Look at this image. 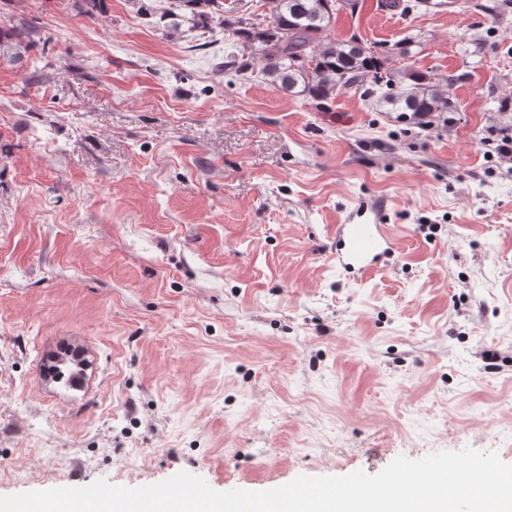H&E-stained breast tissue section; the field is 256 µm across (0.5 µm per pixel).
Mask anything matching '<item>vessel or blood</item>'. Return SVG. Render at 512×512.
<instances>
[{"label":"vessel or blood","mask_w":512,"mask_h":512,"mask_svg":"<svg viewBox=\"0 0 512 512\" xmlns=\"http://www.w3.org/2000/svg\"><path fill=\"white\" fill-rule=\"evenodd\" d=\"M336 245L331 255L343 274L359 277L394 254L396 238L387 224L385 209L376 203L354 206L335 232Z\"/></svg>","instance_id":"b4317fda"}]
</instances>
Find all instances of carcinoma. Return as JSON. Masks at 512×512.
Segmentation results:
<instances>
[{
  "label": "carcinoma",
  "mask_w": 512,
  "mask_h": 512,
  "mask_svg": "<svg viewBox=\"0 0 512 512\" xmlns=\"http://www.w3.org/2000/svg\"><path fill=\"white\" fill-rule=\"evenodd\" d=\"M215 0H175L167 15L168 36L180 33L182 20L195 30L214 32L220 28L236 42L238 52L224 67L237 72L250 68L259 54L265 60L264 72L286 92L328 101L342 90L365 89L379 94L387 111L407 119L416 116L421 125H432L446 112L456 111L444 88L452 87L456 76L428 74L411 66L388 68L390 56L379 57L373 50L363 51L357 37L347 40L326 36L337 12L347 0H264L267 13H252L249 19L232 21L211 10ZM479 12L498 17L512 7V0H476ZM42 39L40 30L20 21L0 26V58L19 62Z\"/></svg>",
  "instance_id": "1"
}]
</instances>
